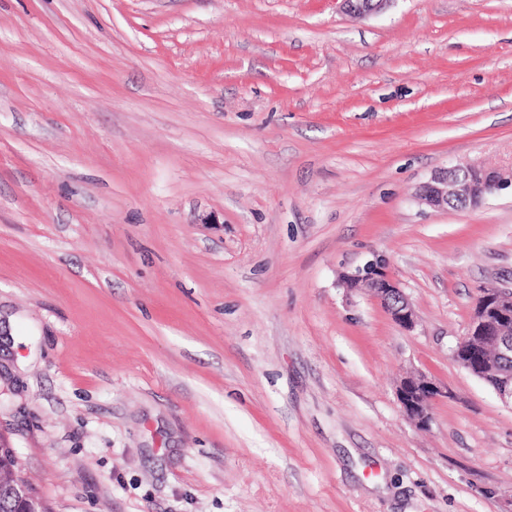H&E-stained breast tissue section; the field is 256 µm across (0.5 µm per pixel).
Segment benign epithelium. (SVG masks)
Segmentation results:
<instances>
[{"mask_svg": "<svg viewBox=\"0 0 512 512\" xmlns=\"http://www.w3.org/2000/svg\"><path fill=\"white\" fill-rule=\"evenodd\" d=\"M353 15L377 14L392 0H341ZM512 186V170L456 164L434 173L415 194L416 200L435 210L477 207L486 197ZM356 288L364 283L374 289L395 323L410 331L417 324L416 311L402 288L389 278L379 263H373L348 278ZM461 369L490 385L498 397L512 406V287L483 288L475 301L466 332L453 351ZM408 418L421 427L432 422L431 405L443 394L428 375L403 378L396 389Z\"/></svg>", "mask_w": 512, "mask_h": 512, "instance_id": "1", "label": "benign epithelium"}]
</instances>
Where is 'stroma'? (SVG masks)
Segmentation results:
<instances>
[{
  "label": "stroma",
  "mask_w": 512,
  "mask_h": 512,
  "mask_svg": "<svg viewBox=\"0 0 512 512\" xmlns=\"http://www.w3.org/2000/svg\"><path fill=\"white\" fill-rule=\"evenodd\" d=\"M512 0H0V445L51 512H512L452 351L512 286ZM382 261L418 323L342 277ZM444 394L418 427L400 380ZM341 2L347 13L367 16L383 11L392 0H341ZM512 186L508 173L494 168L456 164L434 173L415 194L416 200L435 210L448 207H477L489 195Z\"/></svg>",
  "instance_id": "1"
}]
</instances>
